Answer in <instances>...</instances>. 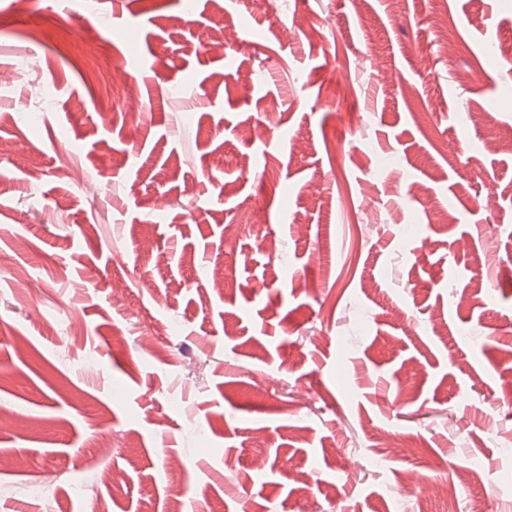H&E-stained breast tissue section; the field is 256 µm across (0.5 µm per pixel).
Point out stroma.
<instances>
[{
  "label": "stroma",
  "instance_id": "stroma-1",
  "mask_svg": "<svg viewBox=\"0 0 512 512\" xmlns=\"http://www.w3.org/2000/svg\"><path fill=\"white\" fill-rule=\"evenodd\" d=\"M181 10L0 0V512H499L512 0Z\"/></svg>",
  "mask_w": 512,
  "mask_h": 512
}]
</instances>
